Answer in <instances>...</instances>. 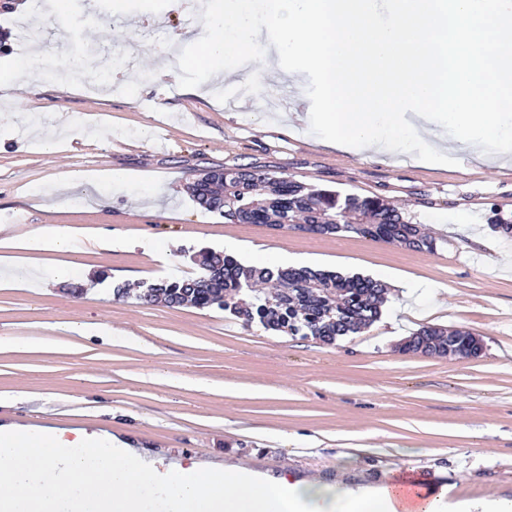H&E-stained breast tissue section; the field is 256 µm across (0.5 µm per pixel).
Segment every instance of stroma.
<instances>
[{"label": "stroma", "mask_w": 512, "mask_h": 512, "mask_svg": "<svg viewBox=\"0 0 512 512\" xmlns=\"http://www.w3.org/2000/svg\"><path fill=\"white\" fill-rule=\"evenodd\" d=\"M23 0H0V57L38 56L46 75L0 102V243L51 224L127 238L125 248L89 245L37 252L86 277L79 295L49 279L35 288L0 286V340L55 337L56 352L0 350V424L105 430L152 456L194 462L241 461L273 475L351 476L376 483L386 472L424 470L459 486L465 498L512 500V239L485 222L491 206L512 212V166L430 168L383 161L370 152L328 150L291 113L293 91L266 69L222 104L166 88L150 73L163 57L147 36L185 28V11L90 21L112 0H31L41 42L23 45ZM138 47L108 88L87 91L129 40ZM88 122L68 129L54 152L39 146L58 116ZM56 135V134H55ZM259 167L323 189L394 203L437 240L435 253L355 234L323 236L263 224H228L202 209L187 187L201 173ZM122 172L87 203L75 173ZM67 186V205L43 197ZM476 221L460 224L459 211ZM238 242L285 251L295 266L344 276L386 275L380 320L368 332L325 346L271 335L223 310L114 299L115 284L193 277L190 252ZM103 327L80 337L72 324ZM424 326L464 328L483 343L476 359L404 353Z\"/></svg>", "instance_id": "obj_1"}]
</instances>
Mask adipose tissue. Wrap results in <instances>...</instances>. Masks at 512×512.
I'll use <instances>...</instances> for the list:
<instances>
[{"label":"adipose tissue","mask_w":512,"mask_h":512,"mask_svg":"<svg viewBox=\"0 0 512 512\" xmlns=\"http://www.w3.org/2000/svg\"><path fill=\"white\" fill-rule=\"evenodd\" d=\"M405 117L442 155L464 152L474 159L481 152L414 112ZM88 238L86 229L53 225L11 237L8 244L64 254ZM441 507L437 498L412 502L397 487L250 474L230 462L163 467L108 433L0 425V512H441Z\"/></svg>","instance_id":"1"}]
</instances>
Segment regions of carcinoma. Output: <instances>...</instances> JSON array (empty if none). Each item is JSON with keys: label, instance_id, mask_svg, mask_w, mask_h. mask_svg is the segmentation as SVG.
<instances>
[{"label": "carcinoma", "instance_id": "1", "mask_svg": "<svg viewBox=\"0 0 512 512\" xmlns=\"http://www.w3.org/2000/svg\"><path fill=\"white\" fill-rule=\"evenodd\" d=\"M191 196L206 210L224 216L227 224L355 233L430 253L437 248L434 238L382 198L341 195L257 167L226 168L224 179L213 176L199 183ZM486 223L495 232L512 233V213L494 207ZM196 262L195 277L147 282L137 298L169 307H216L247 326L327 345L369 329L381 315L385 286L369 277H343L305 266L247 267L214 250L201 252ZM481 349L468 330L434 326L421 328L401 346L404 352L438 357H475Z\"/></svg>", "mask_w": 512, "mask_h": 512}]
</instances>
